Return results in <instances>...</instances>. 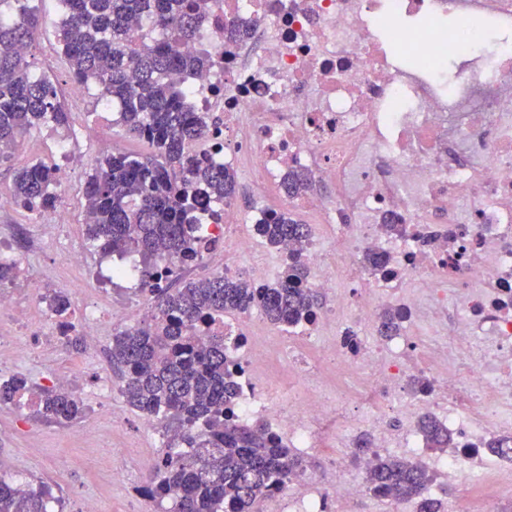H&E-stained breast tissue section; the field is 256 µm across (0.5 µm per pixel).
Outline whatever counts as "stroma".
<instances>
[{"label": "stroma", "instance_id": "35a3bbf8", "mask_svg": "<svg viewBox=\"0 0 512 512\" xmlns=\"http://www.w3.org/2000/svg\"><path fill=\"white\" fill-rule=\"evenodd\" d=\"M45 23L36 35L30 60L34 69L54 83L69 82L67 65L57 40V25L62 18L58 0H32ZM64 106L69 115L68 133L84 162L60 192L70 218L64 241L42 237L35 215L13 205L11 185L17 169L32 162L56 164L53 137L58 128L48 123L25 135L12 156L0 163V240L15 242L24 236L36 240L29 254L26 275L47 280L59 292L70 293L74 284H82L88 295L96 297L102 308L99 343L85 338L67 340L64 348L48 354L17 360L0 366V380L22 374L39 386L53 384L55 376L72 369L85 389L84 416L73 424L59 426L40 420L31 412H18L13 404H0V475L22 478L31 487L47 486L52 494L54 512H83L86 501H96L100 512H160L156 503L145 499L140 489L154 467L164 437L152 430L141 413L124 401L120 391L103 394L96 390L93 370L98 349H111L112 332L122 328L120 313L140 298L138 290L127 282L111 283L113 268L136 265L138 255L100 257L90 251L84 222V184L94 160L102 149L85 134L89 125L112 130L114 152L151 156L153 147L145 140L125 134L116 114L101 112L93 92L78 89L68 95ZM83 251L82 267H69L65 254ZM69 458L66 472L56 470L60 458ZM120 480H113V472Z\"/></svg>", "mask_w": 512, "mask_h": 512}]
</instances>
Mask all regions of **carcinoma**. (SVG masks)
Returning <instances> with one entry per match:
<instances>
[{
    "instance_id": "carcinoma-1",
    "label": "carcinoma",
    "mask_w": 512,
    "mask_h": 512,
    "mask_svg": "<svg viewBox=\"0 0 512 512\" xmlns=\"http://www.w3.org/2000/svg\"><path fill=\"white\" fill-rule=\"evenodd\" d=\"M0 161L9 160L20 137L47 122L68 123L54 83L36 74L28 47L41 24L29 0H0ZM63 18L58 40L78 85L92 84L98 99L117 106L126 131L151 143L150 158L118 153L94 160L84 189L90 247L107 256L137 253L141 285L152 298L150 319L116 330L112 365L120 393L146 417L168 428L177 424L160 449L142 493L165 505L162 512H256L258 503L306 472L303 457L289 448L266 422L242 420L236 413L238 389L224 343L213 330L205 345L196 331L224 315L261 309L283 330L313 317L316 293L303 287L306 270L292 257L281 278L261 288L243 279L213 275L183 288H151L157 262H176L193 251L199 229L195 197L204 190L214 201L235 193V177L222 165L191 156L189 141L201 135L185 89L170 79L205 65L201 55L181 49L200 29L194 0H59ZM142 15L159 29L158 38L131 25ZM54 167L34 162L14 177L11 192L31 211L58 203ZM269 246L303 243L309 228L292 216L276 214L256 225ZM29 405L40 417L67 425L85 414L83 400L56 386L33 388L24 377L0 383V402ZM429 448H448L452 437L435 418L418 423ZM434 478L425 467L395 456L377 459L368 474L373 494L410 501L418 512H443L428 494ZM51 492L0 478V512H47Z\"/></svg>"
}]
</instances>
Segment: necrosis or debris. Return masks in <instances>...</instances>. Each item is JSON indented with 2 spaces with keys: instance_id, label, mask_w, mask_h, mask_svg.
Wrapping results in <instances>:
<instances>
[{
  "instance_id": "obj_1",
  "label": "necrosis or debris",
  "mask_w": 512,
  "mask_h": 512,
  "mask_svg": "<svg viewBox=\"0 0 512 512\" xmlns=\"http://www.w3.org/2000/svg\"><path fill=\"white\" fill-rule=\"evenodd\" d=\"M202 25L187 51L206 53L190 78L175 74L203 135L188 151L254 176L281 193L274 210L322 215L299 258L305 287L336 294L329 310L293 329L289 357L256 310L225 316L239 366L241 418L261 417L305 453L337 424L336 399L367 408L365 462L400 446L425 458L414 428L440 420L454 442L433 460L467 506L473 491L512 490V0H199ZM453 16L454 27L442 25ZM328 194L282 193L288 170ZM232 200L202 199V258L257 283L271 274L251 231L227 223ZM385 264L374 269L366 255ZM44 281L0 284V318L24 327L17 347L0 332V364L37 355L78 334L95 339L100 311L83 289L76 328L54 323ZM38 307L31 320L29 307ZM397 335L366 336L383 311ZM427 327L418 345L410 328ZM324 482L288 486V512H344L370 495L343 457Z\"/></svg>"
}]
</instances>
